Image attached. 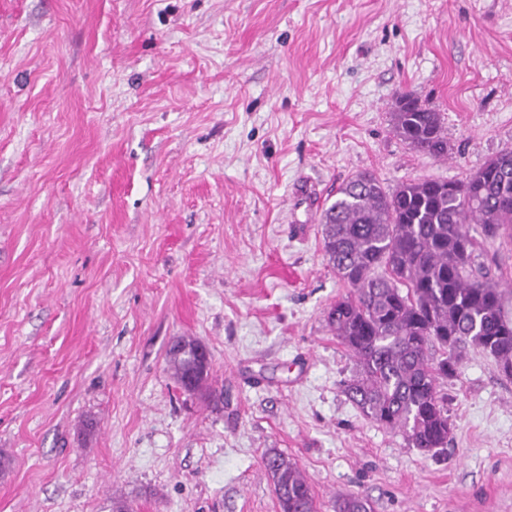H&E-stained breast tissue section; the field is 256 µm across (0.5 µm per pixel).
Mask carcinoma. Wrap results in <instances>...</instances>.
<instances>
[{
    "mask_svg": "<svg viewBox=\"0 0 512 512\" xmlns=\"http://www.w3.org/2000/svg\"><path fill=\"white\" fill-rule=\"evenodd\" d=\"M393 128L413 149L448 157L441 113L409 93L397 96ZM322 224L325 260L350 288L327 311L329 327L357 366L345 392L365 417L435 455L453 434L439 380L457 375L465 351L493 358L512 375V314L501 285L474 266L478 237H512V149L463 180L416 179L388 189L359 174L324 210ZM197 345L178 337L168 353L174 378L189 392L209 377V366L191 363ZM263 465L281 512H316L296 463L270 451ZM336 512H373V506L350 493L336 500Z\"/></svg>",
    "mask_w": 512,
    "mask_h": 512,
    "instance_id": "obj_1",
    "label": "carcinoma"
}]
</instances>
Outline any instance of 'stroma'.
<instances>
[{
  "label": "stroma",
  "instance_id": "35a3bbf8",
  "mask_svg": "<svg viewBox=\"0 0 512 512\" xmlns=\"http://www.w3.org/2000/svg\"><path fill=\"white\" fill-rule=\"evenodd\" d=\"M406 92L448 157L399 139ZM512 147V0H0V512H512V376L469 351L426 457L342 391L347 288L291 223L368 171L465 179ZM512 308V240L482 242ZM177 336L210 356L184 392ZM315 194L311 188L301 186L294 188L290 194V210L294 214L296 211L303 210L304 220L296 219L295 224H314L317 220V206L314 202ZM199 344L194 339L177 337L168 353L169 366L174 378L184 390L189 392L202 389L209 377V363L200 367H194L191 363L190 355ZM263 465L272 478L281 512H316L312 489L296 463L281 453L270 451ZM337 512H373L370 499L361 493H350L336 500Z\"/></svg>",
  "mask_w": 512,
  "mask_h": 512
}]
</instances>
